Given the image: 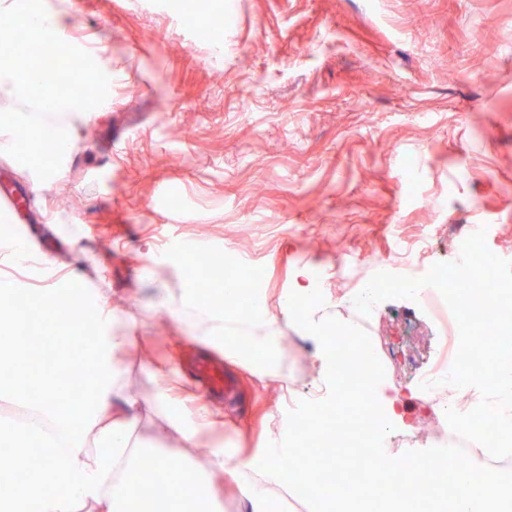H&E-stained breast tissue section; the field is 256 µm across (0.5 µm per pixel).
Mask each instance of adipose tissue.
Here are the masks:
<instances>
[{
    "label": "adipose tissue",
    "instance_id": "obj_1",
    "mask_svg": "<svg viewBox=\"0 0 512 512\" xmlns=\"http://www.w3.org/2000/svg\"><path fill=\"white\" fill-rule=\"evenodd\" d=\"M299 276L304 283L295 295L284 297L281 312L289 321L302 326L316 345L317 384L311 395L312 403H336L347 390L345 371L330 347L323 321L317 317L325 304L311 300L312 288L306 283L307 271H300ZM62 305L69 306L78 319L94 317L106 331L103 343L108 350L114 352L128 344V336L112 327L113 312L107 300H99L95 306L88 307L81 300L61 292L54 294L46 307L54 310ZM169 312L203 335L220 336L230 344L245 336L264 346L268 361L260 368V375L281 377L275 322L267 315L260 314L243 323L232 312L216 314L192 298L170 307ZM339 330L359 344L364 358V369L357 375L359 385L379 390V410L384 411L392 429L402 428L401 398L384 393L382 372L368 340L358 335L352 322H342ZM59 395L57 383H45L39 401L33 405L34 411L49 421L48 430L31 425L0 427V437L8 438L16 447H25L30 439L37 437L46 440L58 455L57 460L43 464L40 474L22 492L9 490L0 494V503L7 505L8 512H30L34 506L39 512H71L72 504L77 501L91 506L95 512H127L133 504L137 505L139 512H174L182 501L194 500L198 486L211 485L213 476L217 474L245 487V512H274L273 485L291 483L303 487L310 480L308 468H301L297 474L291 475L280 466L283 445L291 432L290 426L285 425L270 437L261 468H254L218 448L211 456L208 472H198L190 478L176 476L164 494H155L127 478L123 481L116 478L117 473L127 475L131 472L145 448L138 433L140 402L123 391L113 371H106L104 380L95 385L92 403H76L63 408L58 404ZM54 483L65 487V495L48 494V485Z\"/></svg>",
    "mask_w": 512,
    "mask_h": 512
}]
</instances>
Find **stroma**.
<instances>
[{
  "label": "stroma",
  "mask_w": 512,
  "mask_h": 512,
  "mask_svg": "<svg viewBox=\"0 0 512 512\" xmlns=\"http://www.w3.org/2000/svg\"><path fill=\"white\" fill-rule=\"evenodd\" d=\"M70 16L65 35L113 82L108 105L70 130L50 183L0 155V183L30 187V226L52 244L47 276L3 269L16 296L81 281L132 338L113 361L127 392L167 390L221 419L182 442L166 409H143L151 447L179 469L221 447L261 463L288 403L310 386L315 350L280 309L300 267L336 283L368 280L363 256L419 246L424 270L457 257L455 229L485 224L512 256V0H44ZM443 198L433 213L427 202ZM265 271L284 351L283 382L260 380L232 349L166 315L162 294L198 290L187 251L223 265L225 248ZM363 335L403 346L414 385L458 348L429 307L397 299L360 319ZM222 363L237 400L201 390L199 361ZM207 446V454L196 449Z\"/></svg>",
  "instance_id": "obj_1"
}]
</instances>
